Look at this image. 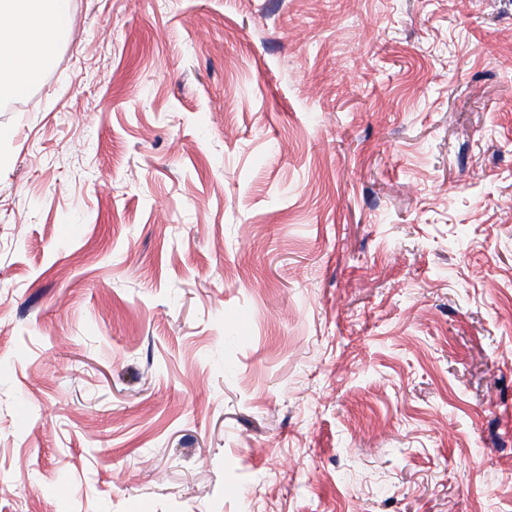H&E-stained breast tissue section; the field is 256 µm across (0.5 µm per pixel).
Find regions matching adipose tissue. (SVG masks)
I'll list each match as a JSON object with an SVG mask.
<instances>
[{
  "label": "adipose tissue",
  "instance_id": "1",
  "mask_svg": "<svg viewBox=\"0 0 512 512\" xmlns=\"http://www.w3.org/2000/svg\"><path fill=\"white\" fill-rule=\"evenodd\" d=\"M71 0H0V94L15 97L51 66Z\"/></svg>",
  "mask_w": 512,
  "mask_h": 512
}]
</instances>
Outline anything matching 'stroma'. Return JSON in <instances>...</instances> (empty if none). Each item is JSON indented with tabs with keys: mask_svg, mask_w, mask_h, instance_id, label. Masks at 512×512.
Listing matches in <instances>:
<instances>
[{
	"mask_svg": "<svg viewBox=\"0 0 512 512\" xmlns=\"http://www.w3.org/2000/svg\"><path fill=\"white\" fill-rule=\"evenodd\" d=\"M0 512H512V0H74L0 109Z\"/></svg>",
	"mask_w": 512,
	"mask_h": 512,
	"instance_id": "stroma-1",
	"label": "stroma"
}]
</instances>
